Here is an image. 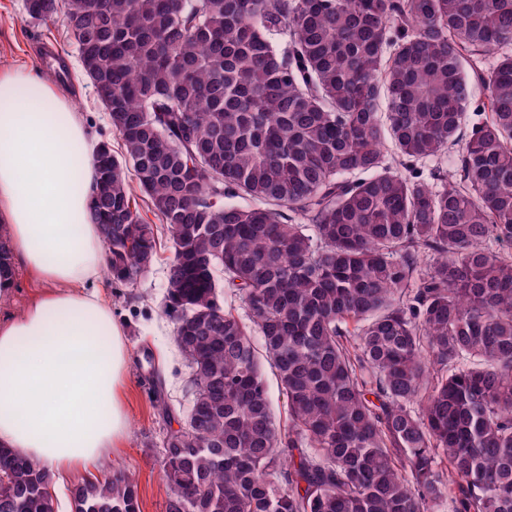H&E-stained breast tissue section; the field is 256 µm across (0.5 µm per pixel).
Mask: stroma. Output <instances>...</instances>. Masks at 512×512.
<instances>
[{
  "label": "stroma",
  "mask_w": 512,
  "mask_h": 512,
  "mask_svg": "<svg viewBox=\"0 0 512 512\" xmlns=\"http://www.w3.org/2000/svg\"><path fill=\"white\" fill-rule=\"evenodd\" d=\"M42 40L53 42L69 65L67 89L91 140L107 138L119 144L107 112L82 73L75 48L64 37L62 25L32 21L24 0H0V73L37 67L33 48ZM171 256L169 246H161L156 262L135 285L115 283L106 275L98 282L112 304L113 316L125 330L131 365L122 387L128 435L119 448L113 449L109 467L95 470L94 475L101 478L117 471L130 474L137 484L140 512H165L160 467L162 419L153 392L161 390L182 415L192 401L189 369L173 341L174 324L164 313L166 267Z\"/></svg>",
  "instance_id": "stroma-1"
}]
</instances>
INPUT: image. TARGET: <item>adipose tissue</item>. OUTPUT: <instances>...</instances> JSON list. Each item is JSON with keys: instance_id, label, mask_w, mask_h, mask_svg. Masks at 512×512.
Here are the masks:
<instances>
[{"instance_id": "ef3b65f1", "label": "adipose tissue", "mask_w": 512, "mask_h": 512, "mask_svg": "<svg viewBox=\"0 0 512 512\" xmlns=\"http://www.w3.org/2000/svg\"><path fill=\"white\" fill-rule=\"evenodd\" d=\"M88 140L40 69L0 75V447L59 481L106 465L128 427V341L94 288L106 255ZM21 267L41 290L16 313Z\"/></svg>"}]
</instances>
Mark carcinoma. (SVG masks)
Masks as SVG:
<instances>
[{
    "label": "carcinoma",
    "instance_id": "obj_1",
    "mask_svg": "<svg viewBox=\"0 0 512 512\" xmlns=\"http://www.w3.org/2000/svg\"><path fill=\"white\" fill-rule=\"evenodd\" d=\"M24 7L64 27L121 139L95 146L112 279L137 283L160 230L173 249L193 401L163 435L165 512H512V0ZM0 478V512H55L43 466L0 448ZM71 498L140 512L125 474ZM252 338L262 363V371L267 384L274 419L276 424L281 428L287 427L288 408L286 396L283 394L275 369L266 360L263 343L259 333L257 331H253Z\"/></svg>",
    "mask_w": 512,
    "mask_h": 512
}]
</instances>
